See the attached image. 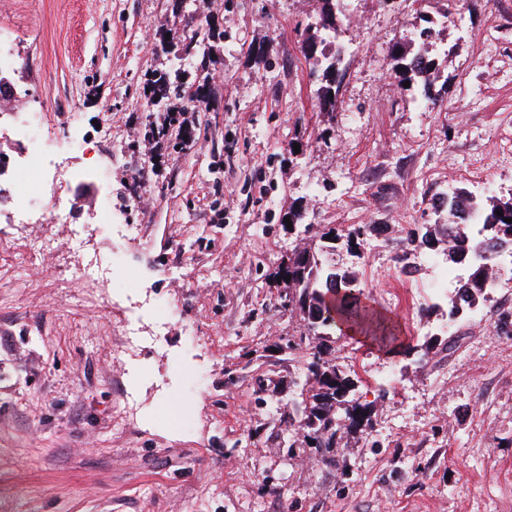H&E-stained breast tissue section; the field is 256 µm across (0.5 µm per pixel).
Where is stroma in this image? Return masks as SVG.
I'll return each instance as SVG.
<instances>
[{"instance_id": "obj_1", "label": "stroma", "mask_w": 512, "mask_h": 512, "mask_svg": "<svg viewBox=\"0 0 512 512\" xmlns=\"http://www.w3.org/2000/svg\"><path fill=\"white\" fill-rule=\"evenodd\" d=\"M195 2L224 27V64L210 77L223 108L190 113L195 146L156 161L143 132L163 115L149 113L143 83L170 65L155 49L175 25L167 0H0V47L18 62L15 95L45 156L99 169L60 194L79 218L106 203L114 224L141 227L90 239L91 253L123 265L99 307L84 304L71 271L70 225L54 226V257L25 244L41 225L23 239L0 234V512H512V329L494 314L512 310V283L438 333L435 270L447 262L437 248L412 284L417 308L387 299L408 231L439 221L435 196L512 194V153L501 148L512 137V0H430L434 17L455 8L436 29L449 53L433 108L392 70V45L421 25L415 0H346L351 51L332 112L316 105L294 31L314 0ZM252 43L263 60L248 55ZM144 163L146 220L130 204V173ZM292 205L317 224L368 225L336 264L358 302L398 329L384 348L337 336L377 435L344 436L325 459L279 421L304 362L286 348L300 321L276 276L296 244L283 221ZM378 239L385 249L369 250ZM171 265L180 285L162 276ZM135 282L169 325L160 349L123 368L112 348ZM449 335L456 348L445 354ZM390 373L397 383L378 400Z\"/></svg>"}]
</instances>
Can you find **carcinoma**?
I'll use <instances>...</instances> for the list:
<instances>
[{
	"mask_svg": "<svg viewBox=\"0 0 512 512\" xmlns=\"http://www.w3.org/2000/svg\"><path fill=\"white\" fill-rule=\"evenodd\" d=\"M316 14L307 27L313 34L300 41L299 51L306 61H315L310 72L318 85L316 98L320 111L334 110L338 99L343 74L338 68L341 57L327 52V38L338 33L342 21V0H315ZM186 0H171V11L182 27L183 35L178 39L161 38L162 52L171 61L167 70L148 76L144 92L150 111L164 112H213V90L208 83L212 71L223 61L224 30L213 17H201L186 10ZM431 37V28L419 31V48L410 52L399 45L392 47V57L402 79L422 80L420 97L426 103L436 104L431 84L424 74L436 68V58L429 54L426 43ZM192 59L199 73V80L187 83L182 80L184 70L181 62ZM163 135L162 143L185 149L184 126L172 119L159 130L153 123L145 125L144 137ZM471 204L488 216V221L472 228L470 223L435 224L421 235V244L443 245V254L448 263L460 266L465 275L460 278L455 294L450 299L448 321L461 318L465 302L472 308L488 300L486 286L490 281L507 279L512 281V266H498L494 251L504 242L512 243V198L503 201L491 200L489 206L460 189L432 204L436 213L465 215L466 204ZM502 214H496V211ZM285 217L297 230V244L291 254L280 265L277 275L287 282L288 303L283 308L300 319L303 330L288 339V351H303L307 354L303 365L304 380L299 390V400L280 416L286 425L298 422L304 441L326 456L336 447L345 434L364 433L371 429L373 405H361L349 399L355 391V382L336 362L331 336L342 324L345 328H359L371 332L390 342L396 339V328L366 305L352 302L353 278L336 266L331 255L336 244L341 242L352 248L368 224H352L348 227L323 225L314 227L306 222V212L291 206ZM326 313L322 321H311V312Z\"/></svg>",
	"mask_w": 512,
	"mask_h": 512,
	"instance_id": "cac0c4a2",
	"label": "carcinoma"
}]
</instances>
